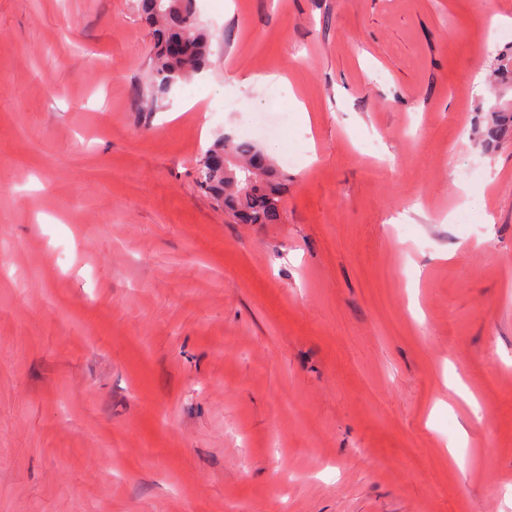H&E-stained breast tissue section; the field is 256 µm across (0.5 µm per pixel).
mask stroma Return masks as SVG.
Returning a JSON list of instances; mask_svg holds the SVG:
<instances>
[{
  "mask_svg": "<svg viewBox=\"0 0 512 512\" xmlns=\"http://www.w3.org/2000/svg\"><path fill=\"white\" fill-rule=\"evenodd\" d=\"M197 4L161 94L136 0H0V512H512V0ZM259 117L263 120V124L261 125L263 134L271 136L278 141L284 140L286 142L284 153L288 156L293 154L295 146L299 141L288 126V112L284 109H280L276 112L256 115L253 119L256 129ZM200 186L239 224H278L283 175L257 145L224 135L197 162Z\"/></svg>",
  "mask_w": 512,
  "mask_h": 512,
  "instance_id": "stroma-1",
  "label": "stroma"
}]
</instances>
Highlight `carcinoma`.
I'll list each match as a JSON object with an SVG mask.
<instances>
[{"instance_id": "cac0c4a2", "label": "carcinoma", "mask_w": 512, "mask_h": 512, "mask_svg": "<svg viewBox=\"0 0 512 512\" xmlns=\"http://www.w3.org/2000/svg\"><path fill=\"white\" fill-rule=\"evenodd\" d=\"M157 41L153 84L161 93L210 67L207 34L196 0H138ZM200 186L240 224H278L282 219L283 175L257 145L226 135L197 162Z\"/></svg>"}]
</instances>
